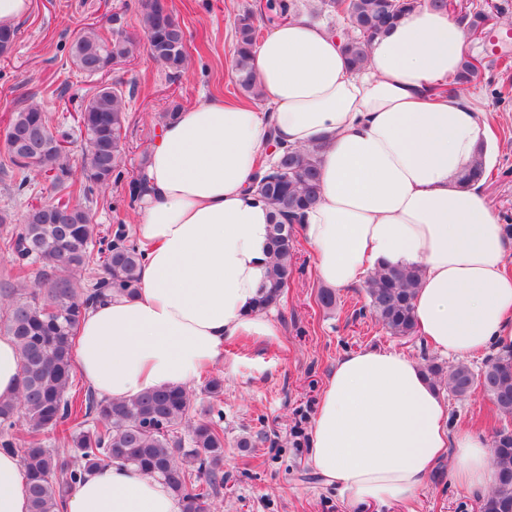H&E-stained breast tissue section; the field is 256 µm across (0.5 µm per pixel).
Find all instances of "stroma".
Returning <instances> with one entry per match:
<instances>
[{
    "instance_id": "obj_1",
    "label": "stroma",
    "mask_w": 512,
    "mask_h": 512,
    "mask_svg": "<svg viewBox=\"0 0 512 512\" xmlns=\"http://www.w3.org/2000/svg\"><path fill=\"white\" fill-rule=\"evenodd\" d=\"M257 0H171L186 33L187 69L170 76L143 48L142 0H33L30 15L19 25L14 50L0 58V137L5 117L30 101L41 103L67 135L73 167H80V127L76 115L100 80L76 74L69 48L89 26L108 34L119 29L138 41L134 57L106 79L119 84L128 112L126 154L120 181L86 199L100 236L112 239L117 225L133 231L137 209L130 205L128 183L139 175L158 131L159 115L173 107L188 108L218 99H241L234 79V23ZM488 6L491 19L481 36L469 37L466 54L482 62L476 89L485 111L494 115L490 141L492 172L485 195L502 223L512 224V95L497 100L492 90L512 87V0H457L466 9ZM59 197L51 179L38 178L33 190L14 192L0 172V238L18 231L30 205ZM298 269L278 307L272 311L278 336L272 341L251 337L225 340L224 356L210 369L224 379L219 404L224 410V488L215 512H362L359 506L327 486L309 463L308 446L293 447L294 437H308L325 379L345 353L387 349L419 362L435 360L452 366L422 336H390L368 309L365 287L336 291L334 309H322L316 294L322 283L306 245L298 247ZM452 424L492 434L500 421L488 396L447 398ZM265 433L259 447L241 450L244 433ZM387 512H478L477 495L454 485L448 460H440L415 498Z\"/></svg>"
}]
</instances>
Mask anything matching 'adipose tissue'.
Instances as JSON below:
<instances>
[{
  "label": "adipose tissue",
  "instance_id": "ef3b65f1",
  "mask_svg": "<svg viewBox=\"0 0 512 512\" xmlns=\"http://www.w3.org/2000/svg\"><path fill=\"white\" fill-rule=\"evenodd\" d=\"M466 32L417 8L352 71L336 28L297 17L253 48L262 107L205 102L165 120L144 169L134 233L146 247L136 296L115 295L77 329L74 364L101 397L191 386L234 336L278 334L257 299L270 270L271 210L253 188L266 145L320 146L321 199L300 230L319 279L344 288L416 267L417 327L451 358L512 350V263L480 184L463 188L489 135L475 94L436 92L459 71ZM309 463L355 504L415 496L450 454L453 483L484 494L491 441L452 427L414 358L358 350L326 379ZM0 512H30L20 457L0 451ZM64 512H180L170 489L131 465L94 470Z\"/></svg>",
  "mask_w": 512,
  "mask_h": 512
}]
</instances>
